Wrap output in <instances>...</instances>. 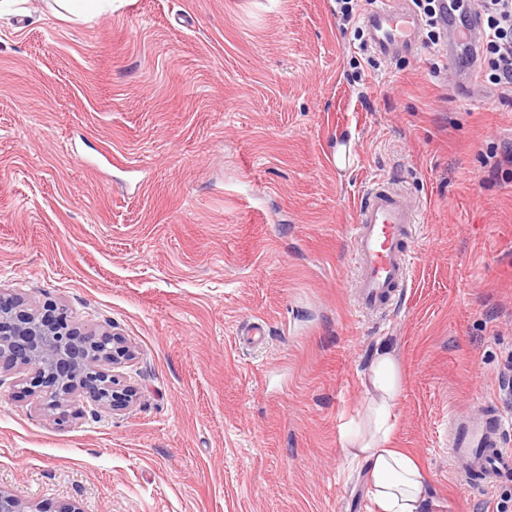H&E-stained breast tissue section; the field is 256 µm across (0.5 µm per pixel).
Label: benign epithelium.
<instances>
[{"instance_id": "7a95c632", "label": "benign epithelium", "mask_w": 512, "mask_h": 512, "mask_svg": "<svg viewBox=\"0 0 512 512\" xmlns=\"http://www.w3.org/2000/svg\"><path fill=\"white\" fill-rule=\"evenodd\" d=\"M132 357L125 341L108 330H89L74 323L59 309L26 305L0 294V361L31 374L23 392L39 393L47 408L66 405L88 393L87 384L107 376L103 362L119 365ZM109 399L97 405L104 410H122L136 397L134 388L115 375ZM0 512L32 511L12 494L0 489Z\"/></svg>"}]
</instances>
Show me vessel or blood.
Returning <instances> with one entry per match:
<instances>
[{"label": "vessel or blood", "instance_id": "vessel-or-blood-1", "mask_svg": "<svg viewBox=\"0 0 512 512\" xmlns=\"http://www.w3.org/2000/svg\"><path fill=\"white\" fill-rule=\"evenodd\" d=\"M362 17L369 46L391 58L420 48V21L411 0H373ZM448 50L476 51L482 28L476 15L461 13L454 0H441ZM415 215L397 192L378 186L360 202L352 226L356 278L354 303L365 314L388 310L406 283ZM506 425L500 414L448 416V451L470 485L483 487L512 474V448L506 445Z\"/></svg>", "mask_w": 512, "mask_h": 512}]
</instances>
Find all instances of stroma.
<instances>
[{
  "label": "stroma",
  "instance_id": "35a3bbf8",
  "mask_svg": "<svg viewBox=\"0 0 512 512\" xmlns=\"http://www.w3.org/2000/svg\"><path fill=\"white\" fill-rule=\"evenodd\" d=\"M429 48L388 60L335 0H103L0 16V292L111 327L136 402L57 426L0 363V489L80 512H370L341 445L378 342L396 350L393 445L423 512H512L469 486L448 414L512 423V102L461 98ZM355 164L337 171L336 143ZM417 210L408 286L352 297L374 185ZM264 344L239 341L253 320Z\"/></svg>",
  "mask_w": 512,
  "mask_h": 512
}]
</instances>
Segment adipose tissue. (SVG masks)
<instances>
[{
	"label": "adipose tissue",
	"mask_w": 512,
	"mask_h": 512,
	"mask_svg": "<svg viewBox=\"0 0 512 512\" xmlns=\"http://www.w3.org/2000/svg\"><path fill=\"white\" fill-rule=\"evenodd\" d=\"M361 382L368 395L364 422L344 430L342 446L365 471L374 512H421L429 478L412 455L391 445L402 379L390 343L377 345Z\"/></svg>",
	"instance_id": "adipose-tissue-1"
}]
</instances>
